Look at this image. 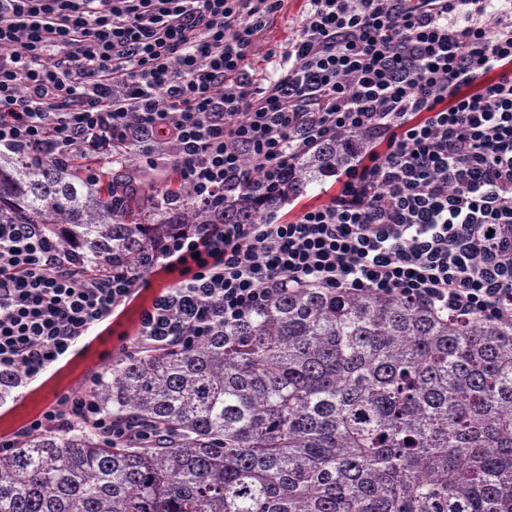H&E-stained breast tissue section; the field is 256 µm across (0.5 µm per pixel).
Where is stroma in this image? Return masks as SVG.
I'll list each match as a JSON object with an SVG mask.
<instances>
[{"instance_id": "1", "label": "stroma", "mask_w": 512, "mask_h": 512, "mask_svg": "<svg viewBox=\"0 0 512 512\" xmlns=\"http://www.w3.org/2000/svg\"><path fill=\"white\" fill-rule=\"evenodd\" d=\"M306 9V0H284L281 11L256 36L248 59L249 79L259 83L272 74L273 65L267 59L268 53L287 48ZM121 176L136 189L137 202L143 203L149 190L165 189L170 180L176 179L177 173L169 163L160 162L155 167H148L136 151L131 150L127 153ZM143 277L148 282L147 288L141 289L125 312L114 318L107 331L93 340L80 342L74 355L50 368L36 382L12 390L0 404V438H16L22 427L47 410L59 396L89 393L94 380L108 373L117 357L140 351V311L164 293L177 275L158 265L144 272Z\"/></svg>"}]
</instances>
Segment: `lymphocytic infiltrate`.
I'll return each instance as SVG.
<instances>
[{
    "instance_id": "1",
    "label": "lymphocytic infiltrate",
    "mask_w": 512,
    "mask_h": 512,
    "mask_svg": "<svg viewBox=\"0 0 512 512\" xmlns=\"http://www.w3.org/2000/svg\"><path fill=\"white\" fill-rule=\"evenodd\" d=\"M282 2L0 0V148L151 164L163 139L217 208L256 179L281 192L322 140H373L322 205L164 240L148 262L179 278L140 314L147 346L192 342L287 285L512 322V0H307L260 87L249 52ZM145 285L84 275L38 225L0 224V385L35 382ZM77 426L128 435L90 394L22 432Z\"/></svg>"
}]
</instances>
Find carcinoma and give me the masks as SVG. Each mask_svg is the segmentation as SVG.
<instances>
[{
	"mask_svg": "<svg viewBox=\"0 0 512 512\" xmlns=\"http://www.w3.org/2000/svg\"><path fill=\"white\" fill-rule=\"evenodd\" d=\"M318 144L284 190L218 209L185 184L147 201L71 165L0 151V224H37L80 266L143 273L166 237L252 224L368 152ZM100 408L136 433L46 431L0 452V512H512V323L450 318L394 295L292 288L188 345L123 356Z\"/></svg>",
	"mask_w": 512,
	"mask_h": 512,
	"instance_id": "obj_1",
	"label": "carcinoma"
}]
</instances>
